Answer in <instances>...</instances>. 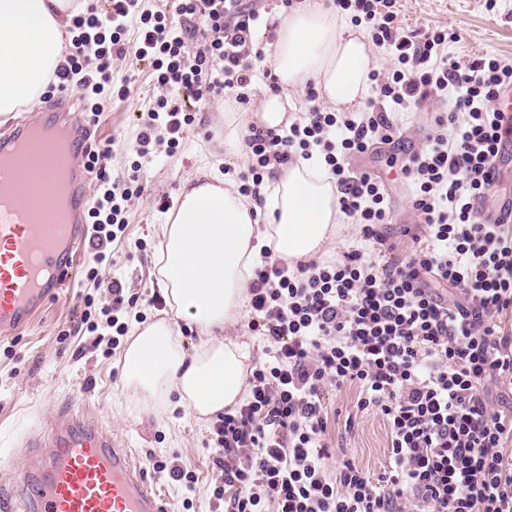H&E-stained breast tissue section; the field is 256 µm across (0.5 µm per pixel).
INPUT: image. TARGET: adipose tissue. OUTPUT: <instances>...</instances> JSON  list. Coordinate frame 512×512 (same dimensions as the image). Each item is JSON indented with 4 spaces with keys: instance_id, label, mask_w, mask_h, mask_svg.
Listing matches in <instances>:
<instances>
[{
    "instance_id": "ef3b65f1",
    "label": "adipose tissue",
    "mask_w": 512,
    "mask_h": 512,
    "mask_svg": "<svg viewBox=\"0 0 512 512\" xmlns=\"http://www.w3.org/2000/svg\"><path fill=\"white\" fill-rule=\"evenodd\" d=\"M74 0H0V116L36 107L66 53ZM271 66L276 89L254 107L224 103V162L236 165L249 125L280 131L314 86L336 112L360 111L370 95L377 46L327 0L279 14ZM220 165L203 163L182 187L163 226L155 279L167 309L138 325L123 353L122 381L147 410L222 415L248 395L249 355L236 332L248 310L253 270L270 248L289 268L324 255L347 231L340 194L319 152L272 164L257 196H244ZM204 336L186 350L179 323Z\"/></svg>"
}]
</instances>
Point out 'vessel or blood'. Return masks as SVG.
<instances>
[{
  "label": "vessel or blood",
  "mask_w": 512,
  "mask_h": 512,
  "mask_svg": "<svg viewBox=\"0 0 512 512\" xmlns=\"http://www.w3.org/2000/svg\"><path fill=\"white\" fill-rule=\"evenodd\" d=\"M71 106V99L64 96L54 103L71 156L66 210H58L54 200L50 161L55 144L32 145L30 178L23 181L9 160L27 139L31 125L19 122L0 134V159L8 162L0 171V243L10 248L7 256H0L1 336L24 329L71 279V256L88 237L91 136ZM30 446L35 466L0 495V505L14 504L23 512H169L124 443L90 425L72 408H62Z\"/></svg>",
  "instance_id": "1"
}]
</instances>
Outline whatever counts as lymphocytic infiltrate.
<instances>
[{
    "label": "lymphocytic infiltrate",
    "instance_id": "lymphocytic-infiltrate-1",
    "mask_svg": "<svg viewBox=\"0 0 512 512\" xmlns=\"http://www.w3.org/2000/svg\"><path fill=\"white\" fill-rule=\"evenodd\" d=\"M372 41L393 48L385 73H372L363 112L319 108L287 134L252 130L242 195L256 194L271 163L319 150L341 192L340 207L360 228L359 244L336 259L288 270L268 258L249 285L247 323L268 342L248 377L245 402L212 425L213 463L224 484L216 512H512V408L497 409L490 388L512 387V226L488 221L481 206L494 186L493 161L506 144L493 103L512 89V63H468L445 52L455 33L401 30L395 0H334ZM71 18L69 52L50 89L79 82L85 111L103 112L112 94V61L126 52L136 20L138 54L162 88L129 139L137 155L112 173L103 148L89 158L97 196L89 244L103 261L126 225V205L143 194L140 172L154 147L175 152L193 124L175 93L209 102L251 82V59L266 57L244 0H175L176 21L109 0ZM202 49H194V41ZM451 101L436 113L421 151L404 159L411 207L423 231L401 262L382 265L392 221L380 178L352 169V157L400 140L397 109L430 97ZM355 386L361 412L381 415L390 443L383 472L369 478L352 460L335 468L327 454V389Z\"/></svg>",
    "mask_w": 512,
    "mask_h": 512
}]
</instances>
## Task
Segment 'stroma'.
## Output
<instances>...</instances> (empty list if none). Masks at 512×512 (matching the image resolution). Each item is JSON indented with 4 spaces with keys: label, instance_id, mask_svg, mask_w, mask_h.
I'll return each instance as SVG.
<instances>
[{
    "label": "stroma",
    "instance_id": "obj_1",
    "mask_svg": "<svg viewBox=\"0 0 512 512\" xmlns=\"http://www.w3.org/2000/svg\"><path fill=\"white\" fill-rule=\"evenodd\" d=\"M396 10L406 33L419 34L440 26L457 32L448 52L457 61L494 56L512 63V0H498L486 11L484 0H397ZM127 53L112 61V86L129 85L128 95H113L108 107L91 123L93 140L112 148V168L130 164L135 155L125 136L134 129L158 91L152 68L137 57L136 26L128 24ZM443 101L401 115V146L380 145L357 157L355 168L379 175L387 186L392 210L391 232L397 237L392 259L404 258V226L417 224L410 206L411 188L399 171L407 153L420 150L434 113L446 111ZM224 99L215 97L200 107L195 122L175 154L158 152L143 166L146 190L127 207V228L111 245V259L99 265L102 288L87 280V251H78L73 281L52 296L19 334L0 338V488L18 482L35 459L25 446L39 433L59 405L83 411L112 429L167 498L171 512H212L213 491L224 480L212 460L209 423L183 410L146 413L136 395L124 389L121 354L104 356L95 336L81 326L83 312L98 314L111 296L106 285L121 282L128 300L129 324L144 323L159 314L151 298L158 289L152 260L162 241L163 202L173 200L201 159L224 158ZM93 305H86V298ZM357 392L348 387L329 391L327 442L332 456L347 458L371 475H379L389 451V429L382 416L364 415L356 408ZM175 459L195 473L193 492L158 476L154 459Z\"/></svg>",
    "mask_w": 512,
    "mask_h": 512
}]
</instances>
